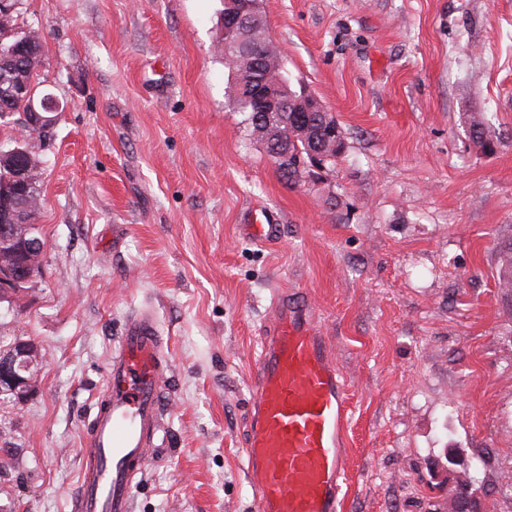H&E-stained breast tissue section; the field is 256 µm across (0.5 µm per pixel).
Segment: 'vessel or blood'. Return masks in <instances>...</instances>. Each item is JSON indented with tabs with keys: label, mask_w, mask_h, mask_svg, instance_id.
<instances>
[{
	"label": "vessel or blood",
	"mask_w": 512,
	"mask_h": 512,
	"mask_svg": "<svg viewBox=\"0 0 512 512\" xmlns=\"http://www.w3.org/2000/svg\"><path fill=\"white\" fill-rule=\"evenodd\" d=\"M241 231L268 244L280 227L274 211L262 209ZM270 314L245 434L256 512H343L347 383L333 346L304 303L283 291L273 297ZM166 372L153 315L131 316L84 438L76 512H133L135 479L163 429Z\"/></svg>",
	"instance_id": "1"
}]
</instances>
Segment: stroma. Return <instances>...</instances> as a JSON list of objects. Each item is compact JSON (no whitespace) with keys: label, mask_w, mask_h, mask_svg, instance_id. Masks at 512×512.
<instances>
[{"label":"stroma","mask_w":512,"mask_h":512,"mask_svg":"<svg viewBox=\"0 0 512 512\" xmlns=\"http://www.w3.org/2000/svg\"><path fill=\"white\" fill-rule=\"evenodd\" d=\"M293 89L346 151L282 176L227 98L221 0H21L41 87L66 106L41 169L42 276L0 303L36 346L33 392L0 401V512H74L83 439L127 319L153 309L165 433L133 512H256L245 430L274 293L328 336L351 417L344 512H439L446 449L483 512H512V0H262ZM500 144L477 150L465 118ZM280 216L277 243L240 234ZM498 270L499 282L502 288H512V239L502 241L499 245Z\"/></svg>","instance_id":"stroma-1"}]
</instances>
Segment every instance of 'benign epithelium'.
<instances>
[{"label":"benign epithelium","mask_w":512,"mask_h":512,"mask_svg":"<svg viewBox=\"0 0 512 512\" xmlns=\"http://www.w3.org/2000/svg\"><path fill=\"white\" fill-rule=\"evenodd\" d=\"M260 0H226L224 19L219 27L218 37L226 49L236 53L231 58L230 70L240 87L253 88V96L263 112L265 125L256 129V135L264 146L275 148L271 157L279 161L288 154V140L297 135H309V131L291 126L286 120L279 119L282 112H324L325 105L315 95L292 92L288 83L277 77H264L254 80L241 77L243 65L252 63L258 69L267 70L273 64L281 63L280 57L268 42L267 32L255 36L254 18ZM24 98L29 106L23 120L31 127L43 123L49 124V115L60 110L55 97L34 98L30 88L24 89ZM311 146L307 157L299 158L298 167L309 165L322 168L335 159L336 152L346 148L344 139L338 131L319 140L310 135ZM47 247L30 234L27 224H0V301L19 293L23 285L34 280V270L42 265ZM35 364L33 353L19 344L15 353L0 356V395L12 396L20 404L29 395V377ZM473 463L456 454H448V464H442L434 471V477L448 485V512H480V503L460 496V490L469 485L468 474Z\"/></svg>","instance_id":"obj_1"}]
</instances>
